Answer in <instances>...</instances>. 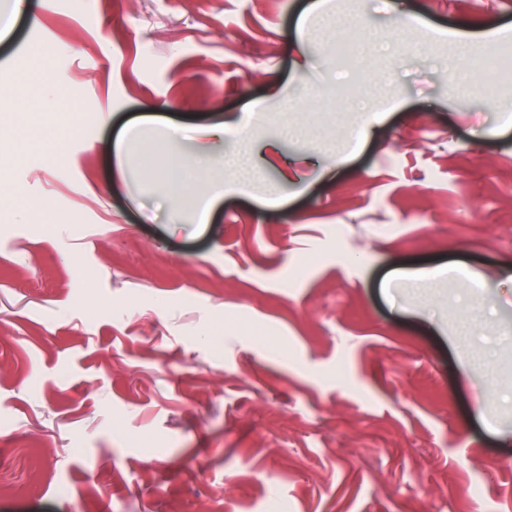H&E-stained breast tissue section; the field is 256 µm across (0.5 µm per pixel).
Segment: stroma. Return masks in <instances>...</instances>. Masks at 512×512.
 Here are the masks:
<instances>
[{
    "label": "stroma",
    "instance_id": "stroma-1",
    "mask_svg": "<svg viewBox=\"0 0 512 512\" xmlns=\"http://www.w3.org/2000/svg\"><path fill=\"white\" fill-rule=\"evenodd\" d=\"M24 2L0 39V186L28 204L0 207V512H198L228 486V512H512V83L462 97L447 36L512 41V0ZM339 13L404 41L367 45L363 112L334 108ZM133 121L153 176L119 158ZM226 122L252 172L200 224L237 136L196 130ZM287 165L301 191L265 206ZM445 265L487 281L502 402L447 284L410 279Z\"/></svg>",
    "mask_w": 512,
    "mask_h": 512
}]
</instances>
